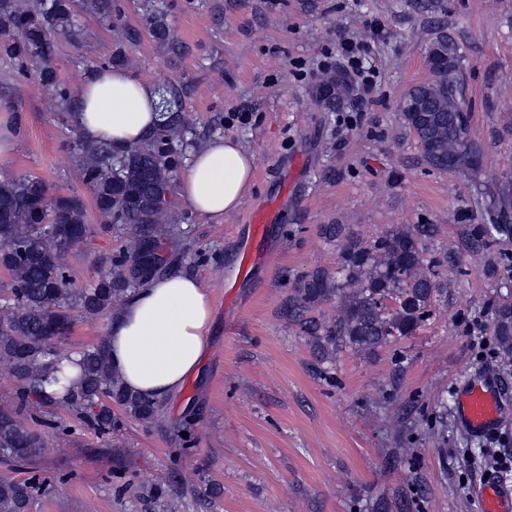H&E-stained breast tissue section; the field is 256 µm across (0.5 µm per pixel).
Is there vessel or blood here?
<instances>
[{
  "label": "vessel or blood",
  "mask_w": 512,
  "mask_h": 512,
  "mask_svg": "<svg viewBox=\"0 0 512 512\" xmlns=\"http://www.w3.org/2000/svg\"><path fill=\"white\" fill-rule=\"evenodd\" d=\"M298 196L297 187L284 179L275 195L250 208L246 220L248 232L235 254L234 276L224 282V306L228 311L236 309L237 290L241 284L269 267L274 254V229L281 223L288 202ZM458 408L466 430L480 435L491 434L497 429L502 414L499 390L491 383L470 384L463 389ZM476 496L482 512H512V487L499 483L494 476L483 479L476 488Z\"/></svg>",
  "instance_id": "1"
}]
</instances>
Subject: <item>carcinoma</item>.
I'll return each instance as SVG.
<instances>
[{"label":"carcinoma","mask_w":512,"mask_h":512,"mask_svg":"<svg viewBox=\"0 0 512 512\" xmlns=\"http://www.w3.org/2000/svg\"><path fill=\"white\" fill-rule=\"evenodd\" d=\"M84 7L99 21L112 25V0H84ZM142 26L155 41L175 54L183 47L171 39L167 15L146 10ZM78 36L70 0H36L22 8L17 0H0V55L17 63L28 75V62L40 61L36 81L57 89L69 101V90L59 79L52 60L56 36ZM459 44L446 34L431 43L427 63L430 78L406 93L403 124L414 137L423 162L434 170L464 177L471 184L482 222L471 225L466 246L479 253L512 240V169L502 173L496 187L479 179L482 149L469 137L465 111L467 83ZM319 94V102L334 111L343 108L353 91L336 96ZM166 121L141 145L116 147L107 142L78 140L84 155L82 177L93 193L97 213L110 224H124L138 237L143 251L124 248L112 268L94 285L73 297L68 269L62 257L69 241L85 232V206L74 196L50 194L36 175L0 179V268L10 282L0 294L10 310L0 322V362L17 382L16 402L0 411V453L33 465L45 450L39 426L59 434L72 429L51 420L48 408L56 404L40 383L59 371L62 355L53 341L71 330L72 310L79 306L91 316L107 314L114 302L137 288L163 262L161 245L179 235L165 223L174 208L173 180L191 143L183 112V91L172 82L158 85ZM437 232L435 224H415L391 230L372 242L350 235L341 224H328L323 233L341 242L344 280L322 270L307 274L294 289L283 315L312 339L320 359L328 358L336 344L374 352L396 336H410L431 316V304L445 288L439 267L443 260L425 256L423 242ZM337 299L336 317L327 322L310 316L322 302ZM493 333L505 358L512 361V302L498 306ZM61 403L79 415L85 426L103 437L121 425L113 407L149 421L155 403L130 392L112 368L104 342L82 351L81 372L65 386ZM37 476L0 482V512H25L32 492L40 487Z\"/></svg>","instance_id":"cac0c4a2"}]
</instances>
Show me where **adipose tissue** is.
I'll return each mask as SVG.
<instances>
[{
    "label": "adipose tissue",
    "mask_w": 512,
    "mask_h": 512,
    "mask_svg": "<svg viewBox=\"0 0 512 512\" xmlns=\"http://www.w3.org/2000/svg\"><path fill=\"white\" fill-rule=\"evenodd\" d=\"M154 83L128 68L105 67L84 81L75 122L89 139L130 145L145 141L160 120ZM254 180V159L237 138L219 136L192 151L177 192L214 224L239 209ZM214 320L209 288L170 270L130 293L104 340L112 367L133 393L161 402L198 370Z\"/></svg>",
    "instance_id": "obj_1"
}]
</instances>
